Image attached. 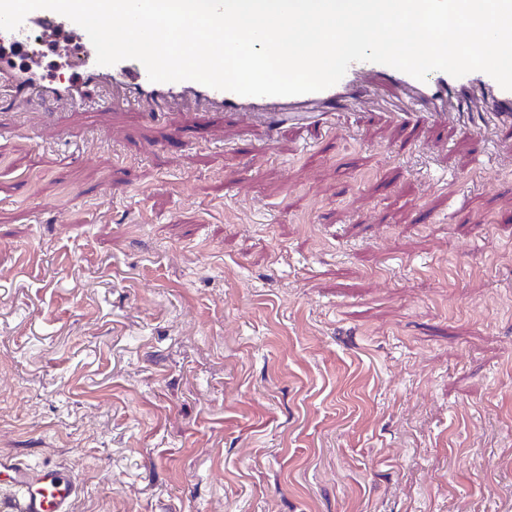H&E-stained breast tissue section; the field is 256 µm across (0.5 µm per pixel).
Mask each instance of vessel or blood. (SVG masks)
I'll return each mask as SVG.
<instances>
[{"label":"vessel or blood","mask_w":512,"mask_h":512,"mask_svg":"<svg viewBox=\"0 0 512 512\" xmlns=\"http://www.w3.org/2000/svg\"><path fill=\"white\" fill-rule=\"evenodd\" d=\"M0 97L24 103L47 123L55 122L60 107L74 112H138L149 122L179 111L184 122L172 130L176 142L185 128L203 124L208 114L244 117L247 135L258 126L271 134L291 122L327 124L339 106L356 114L363 105L382 101L396 104L386 114L388 122L419 124L432 131L447 124L452 106L479 98L489 107L486 123L512 130V90L481 71L456 78L436 70L418 80L384 64L358 61L335 85L319 92L240 96L191 80L150 81L144 65L133 59L99 65L84 29L46 9L29 13L16 30H0ZM0 478L21 491L16 512H73L81 492L65 468L33 470L10 454H0Z\"/></svg>","instance_id":"obj_1"}]
</instances>
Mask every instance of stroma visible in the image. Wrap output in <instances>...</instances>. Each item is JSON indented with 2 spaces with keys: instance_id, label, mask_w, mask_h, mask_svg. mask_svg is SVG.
<instances>
[{
  "instance_id": "35a3bbf8",
  "label": "stroma",
  "mask_w": 512,
  "mask_h": 512,
  "mask_svg": "<svg viewBox=\"0 0 512 512\" xmlns=\"http://www.w3.org/2000/svg\"><path fill=\"white\" fill-rule=\"evenodd\" d=\"M0 127V453L75 512H512V138Z\"/></svg>"
}]
</instances>
